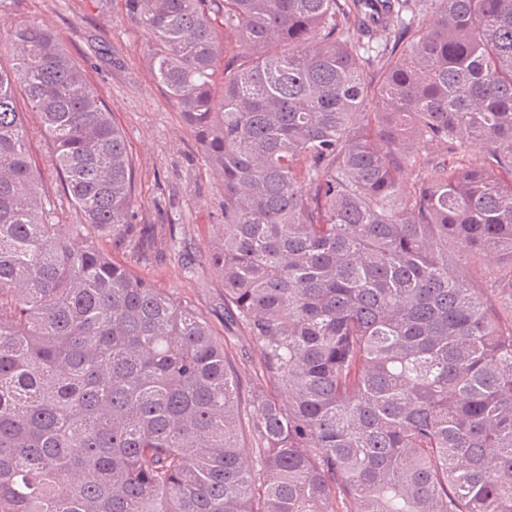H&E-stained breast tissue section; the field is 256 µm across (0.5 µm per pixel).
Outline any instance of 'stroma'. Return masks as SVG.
<instances>
[{
    "label": "stroma",
    "instance_id": "1",
    "mask_svg": "<svg viewBox=\"0 0 512 512\" xmlns=\"http://www.w3.org/2000/svg\"><path fill=\"white\" fill-rule=\"evenodd\" d=\"M24 18L37 19L61 36L101 94L135 161L139 245L98 228L90 229V241L200 312L223 343L241 390H248L259 351L225 310L224 285L207 260L214 228L224 221V188L176 103L155 80L148 38L132 20L127 0H0V33ZM28 121L34 130L30 154L42 173L41 192L55 204L57 223H81L36 132V116Z\"/></svg>",
    "mask_w": 512,
    "mask_h": 512
}]
</instances>
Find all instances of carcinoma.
I'll return each mask as SVG.
<instances>
[{"label": "carcinoma", "instance_id": "carcinoma-1", "mask_svg": "<svg viewBox=\"0 0 512 512\" xmlns=\"http://www.w3.org/2000/svg\"><path fill=\"white\" fill-rule=\"evenodd\" d=\"M129 4L224 186L208 261L260 352L256 447L207 321L88 240L133 225L135 166L22 19L0 36V512H512V0ZM30 113L82 224L40 193Z\"/></svg>", "mask_w": 512, "mask_h": 512}]
</instances>
